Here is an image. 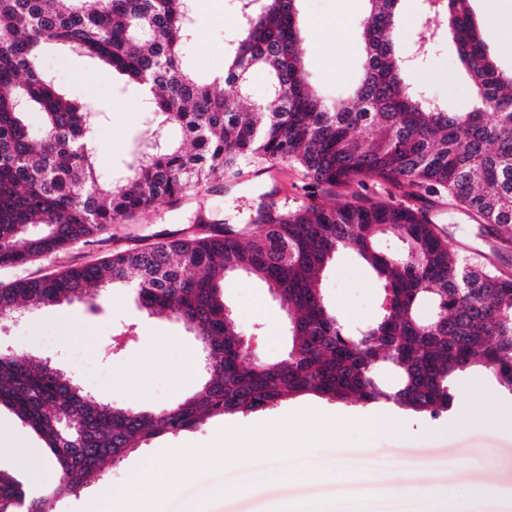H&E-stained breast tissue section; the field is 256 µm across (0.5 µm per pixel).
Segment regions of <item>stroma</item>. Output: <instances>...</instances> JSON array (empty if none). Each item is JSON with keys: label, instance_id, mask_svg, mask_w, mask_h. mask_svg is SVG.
<instances>
[{"label": "stroma", "instance_id": "stroma-1", "mask_svg": "<svg viewBox=\"0 0 512 512\" xmlns=\"http://www.w3.org/2000/svg\"><path fill=\"white\" fill-rule=\"evenodd\" d=\"M192 5L195 34L183 47L182 65L196 80L210 83L224 70L225 50L237 36L242 2L192 0ZM365 8V0H299L309 84L324 96L345 95L359 75L363 60L359 26ZM42 66L63 93L92 103L100 111L93 132L95 165L114 178L125 176L143 149L147 114L138 86L92 58L66 53L55 45L46 46ZM412 78L456 111H468L473 103L447 39L431 40L426 61ZM305 182L302 168L296 165L280 164L259 176L243 169L240 175L191 192L179 202L142 210L106 234L24 265L0 267V288L97 263L115 252L161 237L197 232L208 224L251 226L264 204L283 198L292 208L307 204ZM416 204L435 216L450 250L473 258L485 256L512 274V251L495 249L497 230L474 224L443 194L422 195ZM319 285L328 304L351 328L375 320L384 292L355 253H339L321 273ZM223 291L226 307L244 336L251 338L257 355L269 361L284 357L288 324L269 288L256 278L237 274L225 278ZM130 324L135 336L115 347V336ZM0 346L35 356L104 401L141 410L175 405L198 391L208 378L202 365L204 352L193 331L175 318L143 313L133 291L122 285L108 288L103 297L86 304L21 305L15 320L0 323ZM75 348L97 364V374L84 375L71 365L69 356ZM190 356L195 357L197 367L187 380L179 370ZM449 386L454 405L472 406L485 416V425L454 431L448 427L447 416L433 419L410 412L401 419L404 434L375 432L362 444L326 445L308 452L303 464L317 469L318 477L285 482L272 478V471L284 465L280 459L237 464L199 476L170 498L165 512H336L345 505L362 512H383L403 496L435 487H453L462 498L491 476L498 492L480 505L479 512H512V392L481 365L457 372ZM300 404L350 418H368L374 411L373 405L359 401L302 395L283 398L262 415L275 420ZM246 422L239 414L214 416L195 429L139 443L123 460L107 462L80 495L60 500L55 512H79L84 498L101 491L114 495L130 485L137 469L148 466L163 450L207 443L220 428ZM339 459L397 471L401 478L369 486L359 473L337 475L334 465ZM230 486L237 487V494L224 495V488Z\"/></svg>", "mask_w": 512, "mask_h": 512}]
</instances>
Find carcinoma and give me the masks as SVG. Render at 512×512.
Segmentation results:
<instances>
[{
	"instance_id": "carcinoma-1",
	"label": "carcinoma",
	"mask_w": 512,
	"mask_h": 512,
	"mask_svg": "<svg viewBox=\"0 0 512 512\" xmlns=\"http://www.w3.org/2000/svg\"><path fill=\"white\" fill-rule=\"evenodd\" d=\"M0 0V266L23 265L129 222L156 202L178 201L208 182L257 163L292 161L313 202L293 211L266 205L248 240L215 224L201 235L164 238L102 263L0 289V319L23 303L88 302L116 283L132 285L139 307L194 330L210 358V379L173 410L107 404L24 353L0 357V407L42 437L59 473L31 493L0 471V512H53L109 459L142 441L195 428L218 415H247L286 396L394 403L436 418L448 412V381L473 364L512 392V275L448 249L428 212L370 197L378 179L408 195H448L482 226L512 227V71L502 70L479 34L470 0H430L418 15L429 35L448 36L474 96L452 112L410 83L414 57L392 34L401 0H367L365 55L350 94L328 100L306 81L298 0H242L224 84H201L182 68L193 35L190 0ZM55 43L151 86L147 129L178 128L192 140L154 146L120 185L95 168L89 134L97 112L60 92L43 73ZM264 74L265 99L244 109L224 95ZM43 114L38 134L24 121ZM492 116L487 120L486 116ZM348 199L329 205L318 195ZM401 248L384 252L378 243ZM352 250L383 283L378 319L356 330L327 305L320 274ZM245 271L279 298L290 342L281 360L256 364L224 304V277ZM432 300L435 313L419 315Z\"/></svg>"
}]
</instances>
